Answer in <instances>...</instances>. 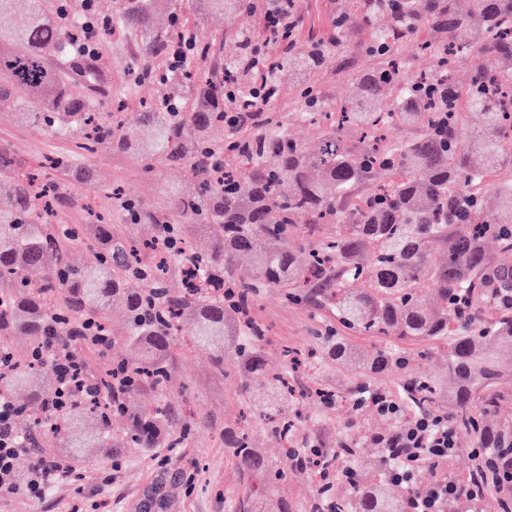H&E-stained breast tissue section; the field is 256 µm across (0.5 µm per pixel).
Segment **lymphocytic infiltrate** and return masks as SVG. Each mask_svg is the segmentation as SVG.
<instances>
[{"mask_svg": "<svg viewBox=\"0 0 512 512\" xmlns=\"http://www.w3.org/2000/svg\"><path fill=\"white\" fill-rule=\"evenodd\" d=\"M37 358H47L53 387L44 399V416L60 417L71 402L80 396H101L97 379L87 368L85 357L62 350L53 340L33 349ZM364 403L368 409L390 419L407 415L408 423L399 430L380 435L378 447L388 449L386 472L389 479L403 486L411 496V512H448L452 499L468 497L466 486L443 476L448 458L458 444L459 433L448 418L429 414L408 413L405 402L396 394L379 389L369 392ZM19 407L7 394H0V494H23L32 500L42 499L60 479L73 475L71 460L57 453L35 456L26 476L17 473V461L28 450L17 441ZM428 466L435 473L432 482H418V469Z\"/></svg>", "mask_w": 512, "mask_h": 512, "instance_id": "obj_1", "label": "lymphocytic infiltrate"}]
</instances>
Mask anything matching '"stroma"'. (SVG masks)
I'll use <instances>...</instances> for the list:
<instances>
[{
    "mask_svg": "<svg viewBox=\"0 0 512 512\" xmlns=\"http://www.w3.org/2000/svg\"><path fill=\"white\" fill-rule=\"evenodd\" d=\"M371 34L368 25H359L350 40L343 44L339 59L330 63L319 79L322 94L331 101L344 96L348 75L373 66L374 60L362 50ZM104 70L110 85V98L101 102L110 110L113 97H123L128 108L139 100L157 95L156 86L144 83L128 87L124 73L131 61L125 46L106 45L103 49ZM10 147L27 162L45 154L72 156L75 164L98 171L103 183L94 191L101 208H109L107 190L120 183L129 198L142 203H160V181L187 184L181 169L166 170L161 178L143 173L126 154L101 152L92 156L76 155L71 143L41 127L0 120V148ZM253 320L265 331L263 351L269 365L280 363L281 350L290 345H312L321 331L334 327V316L310 304H291L282 293L269 288L251 306ZM112 344L103 351H89L95 374H102L115 360L134 362L135 353L127 338L125 312L113 308L110 314ZM166 358L171 372L165 393L144 389L133 402L154 405L165 402L172 415L174 430L189 428L182 448L168 452L164 448L150 451L141 448H90L76 462L75 477L53 486L43 500L34 502L21 495L0 497V512H142V504L154 488H161L160 512H236L240 501L251 500V512H279L291 506L293 512H309L316 495L315 485L306 475L289 472L272 492L257 495L240 479V470L224 446V427L239 421L244 404L257 392L255 383L241 381L233 361L216 370L208 350L188 344L185 335L170 341ZM301 432L327 448H335L346 421L344 413L334 407L319 408L306 403Z\"/></svg>",
    "mask_w": 512,
    "mask_h": 512,
    "instance_id": "35a3bbf8",
    "label": "stroma"
}]
</instances>
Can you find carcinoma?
I'll use <instances>...</instances> for the list:
<instances>
[{
    "mask_svg": "<svg viewBox=\"0 0 512 512\" xmlns=\"http://www.w3.org/2000/svg\"><path fill=\"white\" fill-rule=\"evenodd\" d=\"M161 0H112L102 13L79 0H0V17L21 24L0 34V111L46 128L84 153H127L156 178L179 168L193 181L186 192L160 183L165 204L150 208L111 188L112 206L124 216L125 235L112 225L54 224L49 215L66 191L89 192L98 176L72 167L68 157L26 164L0 151V345L26 336L31 347L55 336L64 343L81 326L110 335L108 312L120 304L138 360L118 400H78L44 439L75 455L86 448H179L164 408L134 407L126 399L148 387L167 388L164 351L189 327V340L212 354L216 366L233 355L242 378L260 386L263 419L283 448L284 461L309 440L299 421L279 417L296 404L288 368L302 352L285 347L282 368L268 367L264 336L247 318L252 300L277 288L336 316L344 329L406 345L442 341L448 369L440 377L410 369L406 354L390 347L361 353L331 331L316 337L311 354L356 384L314 383L301 398L326 399L358 414L355 400L389 370L403 373L401 389L418 414H447L467 439L472 468L448 477L473 487L475 501L495 500L512 512L501 469L512 464V314L485 318L481 306H502L498 290L483 289L494 275L512 282V270L490 267L486 246L512 251V0H339L331 31L300 41V0H204L212 13H235L241 26L223 41L189 23L170 4L167 25L156 21ZM102 32L133 37L143 56L130 63V85L160 88L135 112H102L101 52L74 50L86 17ZM379 20L367 51L377 63L353 71L346 97L324 99L317 77L344 44L358 18ZM417 40L433 61L414 72L403 54ZM180 42L188 62L176 67L167 48ZM476 59L457 76L455 60ZM66 61L56 67L48 58ZM294 89L299 118L318 137L307 145L269 111L283 76ZM392 126L413 131L405 141L387 137ZM252 177L241 181L239 168ZM360 184L368 192L355 193ZM92 238L97 260L75 266L69 246ZM171 277L181 281L168 293ZM366 280L370 288L355 284ZM428 281L432 288L422 291ZM51 379L40 360L23 356L0 373V391L26 409L42 403ZM128 418L112 434V413ZM368 438L350 436L338 452L355 464ZM224 445L240 471L263 476L255 492L287 475L251 447L245 429L229 427ZM378 449L365 477L336 468L319 487L311 512H407L408 493L393 494Z\"/></svg>",
    "mask_w": 512,
    "mask_h": 512,
    "instance_id": "cac0c4a2",
    "label": "carcinoma"
}]
</instances>
